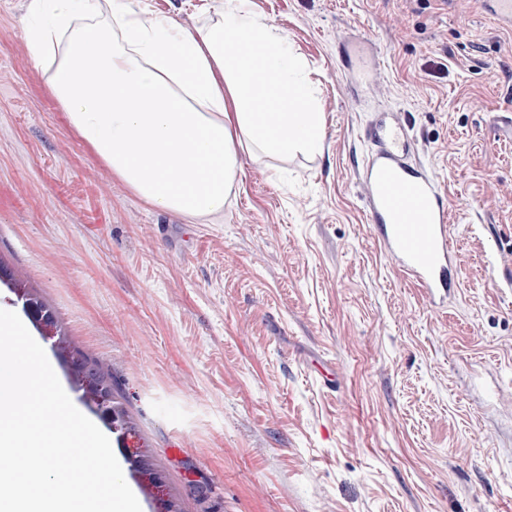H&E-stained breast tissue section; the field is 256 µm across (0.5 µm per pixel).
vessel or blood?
I'll use <instances>...</instances> for the list:
<instances>
[{"label": "vessel or blood", "instance_id": "obj_1", "mask_svg": "<svg viewBox=\"0 0 512 512\" xmlns=\"http://www.w3.org/2000/svg\"><path fill=\"white\" fill-rule=\"evenodd\" d=\"M374 140L377 149L363 175L369 220L399 271L440 305L459 284L440 187L432 174L406 162L403 124L377 125Z\"/></svg>", "mask_w": 512, "mask_h": 512}]
</instances>
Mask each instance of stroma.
<instances>
[{"label":"stroma","mask_w":512,"mask_h":512,"mask_svg":"<svg viewBox=\"0 0 512 512\" xmlns=\"http://www.w3.org/2000/svg\"><path fill=\"white\" fill-rule=\"evenodd\" d=\"M0 0V306L14 287L101 362L178 512H512V29L480 0H252L307 65L324 151L239 150L212 224L147 206L91 154ZM448 195L441 308L368 221L370 130ZM334 374L333 386L322 381Z\"/></svg>","instance_id":"stroma-1"}]
</instances>
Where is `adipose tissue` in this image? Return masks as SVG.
<instances>
[{"label":"adipose tissue","mask_w":512,"mask_h":512,"mask_svg":"<svg viewBox=\"0 0 512 512\" xmlns=\"http://www.w3.org/2000/svg\"><path fill=\"white\" fill-rule=\"evenodd\" d=\"M29 54L69 125L140 199L213 220L237 186L238 148L321 152L304 65L251 0L188 29L136 0H29Z\"/></svg>","instance_id":"ef3b65f1"}]
</instances>
